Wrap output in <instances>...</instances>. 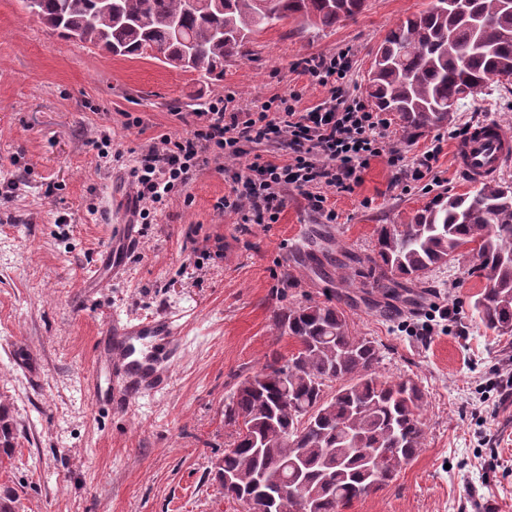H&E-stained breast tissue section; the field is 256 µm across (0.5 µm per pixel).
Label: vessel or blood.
Here are the masks:
<instances>
[{"mask_svg":"<svg viewBox=\"0 0 512 512\" xmlns=\"http://www.w3.org/2000/svg\"><path fill=\"white\" fill-rule=\"evenodd\" d=\"M512 162V133L494 121L470 128L453 149V163L468 182L492 181ZM183 339L169 315L113 316L99 342L105 376L87 378L97 400L122 407L139 395L166 389L183 354Z\"/></svg>","mask_w":512,"mask_h":512,"instance_id":"1","label":"vessel or blood"}]
</instances>
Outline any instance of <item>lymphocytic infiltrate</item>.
Wrapping results in <instances>:
<instances>
[{
    "instance_id": "f902f5d3",
    "label": "lymphocytic infiltrate",
    "mask_w": 512,
    "mask_h": 512,
    "mask_svg": "<svg viewBox=\"0 0 512 512\" xmlns=\"http://www.w3.org/2000/svg\"><path fill=\"white\" fill-rule=\"evenodd\" d=\"M296 68L327 88V98L301 111L287 96L244 105L228 91L204 101L184 135L163 134L142 146L128 167L138 220L150 223L152 215L182 195L193 171L247 154L250 163L231 172L230 190L217 209L233 212L242 224H275L283 191L291 186L326 220L335 221L326 190L353 191L369 160L384 154L390 122L351 91V49L304 58ZM265 144L283 152L284 161L258 153ZM437 154L433 148L410 161L397 153L384 155L391 166L409 167L411 180L418 182L432 174Z\"/></svg>"
}]
</instances>
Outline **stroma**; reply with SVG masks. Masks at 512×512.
I'll use <instances>...</instances> for the list:
<instances>
[{
  "label": "stroma",
  "mask_w": 512,
  "mask_h": 512,
  "mask_svg": "<svg viewBox=\"0 0 512 512\" xmlns=\"http://www.w3.org/2000/svg\"><path fill=\"white\" fill-rule=\"evenodd\" d=\"M429 4L367 0L363 12L331 29L273 27L256 36L248 58L205 83L150 57H113L63 39L22 0H0V183L18 186L0 198V402L17 424L0 483L20 488L19 512H241L211 474L231 441L224 404L245 375L295 349L275 329V312L312 302L344 310L353 335L385 347L381 378L412 377L425 394L424 448L345 512H512V399L500 390L512 336L487 330L472 307L485 285L477 259L465 254L398 298L339 284L335 263L342 249L373 259L380 225L406 223L433 194L466 192L450 129L489 119L512 131V93L490 83L452 125L411 142L391 123L389 146L405 157L441 145L439 185L396 187L386 156L371 158L354 192L329 194L332 223L288 188L278 223L238 224L214 208L230 184L213 163L157 223L133 224L130 211L112 208L113 197L129 190L123 167L99 173L90 142L105 127L113 149L124 152L162 132L185 134L180 113L230 90L245 104L294 92L299 109L312 107L326 91L295 62L347 46L351 81L364 88L386 34ZM125 112L140 115L143 126L125 130ZM128 223L135 244L123 252L120 275L87 288L114 225ZM216 237L223 258L195 268L196 250ZM444 308L452 322L439 320ZM115 312L170 313L187 341L170 389L122 411L93 399L85 385ZM22 353L38 363L39 385L18 366Z\"/></svg>",
  "instance_id": "1"
}]
</instances>
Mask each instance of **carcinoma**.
Instances as JSON below:
<instances>
[{"mask_svg": "<svg viewBox=\"0 0 512 512\" xmlns=\"http://www.w3.org/2000/svg\"><path fill=\"white\" fill-rule=\"evenodd\" d=\"M23 0L51 30L112 55L145 57L163 51L161 62L181 67L184 42L195 47L189 65L199 78L224 76V65L249 54L252 37L279 22L303 29L333 28L360 13L366 0ZM459 12L429 8L407 18L379 46L384 57L366 79V92L381 112L399 117L412 140L449 124L463 89L478 93L494 80L512 81V13L501 0H462ZM477 244L482 277L494 273L474 310L486 328L512 336V186L483 185L464 194H438L406 224L380 227L377 259L339 264L340 282L361 278L364 286L400 296L402 281H422L435 268ZM281 333L302 346L296 359L275 357L244 376L224 404V425L232 428L234 450L224 451L218 473H235L254 497L257 512H271L252 485L261 468L278 474L315 512H342L353 500L390 483L424 445L423 393L412 378L380 379L375 366L380 345L349 330L345 311L313 302L275 315ZM339 383L334 389L332 384ZM311 414L308 428L296 424ZM17 425L0 402V455L11 457ZM361 448H389L370 459ZM307 481L297 488L292 461ZM16 489L0 485V512H18Z\"/></svg>", "mask_w": 512, "mask_h": 512, "instance_id": "cac0c4a2", "label": "carcinoma"}]
</instances>
